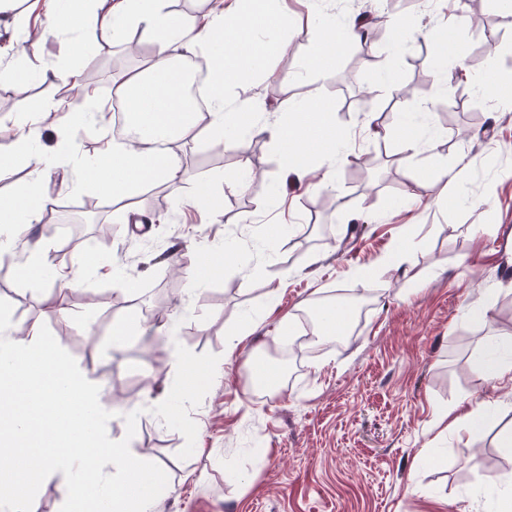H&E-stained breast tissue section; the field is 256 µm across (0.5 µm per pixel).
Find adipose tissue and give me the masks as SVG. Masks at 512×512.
<instances>
[{
    "mask_svg": "<svg viewBox=\"0 0 512 512\" xmlns=\"http://www.w3.org/2000/svg\"><path fill=\"white\" fill-rule=\"evenodd\" d=\"M267 0H216L209 14L194 24L198 40L210 47L207 65L211 72L210 120L206 127L212 143L231 147L227 136L237 112L252 108L250 101H241L236 109L225 103L227 89L236 84L243 67L259 64L267 52L268 43L256 40L254 22L263 13ZM140 26L145 38L154 47L153 54L140 70L121 75L116 80L118 95L129 91L141 93L135 123L141 129L138 141L105 139L93 155L82 156L77 140H70L65 152L81 155L78 181L96 188L104 199L125 200L131 191L145 183L174 187L181 172L169 151L157 150L158 139L168 141L194 135L197 120L184 103L181 75L174 68L179 50L184 44L180 33L183 18L168 7V0H109V5L96 19V40L111 43L119 39L126 24ZM315 48L306 60L308 73L327 79L323 68L325 56H335L360 44L361 34L354 18L340 23L317 26ZM77 89L70 112L74 127H82L100 116L103 105L92 83L83 73L72 76ZM328 110L322 103L313 102L299 110L295 119L270 131L271 138L285 150L302 148L311 132H318L326 146L322 161L324 171L321 185L328 186L335 176V145L348 143L349 134H336L328 120ZM26 162L33 168L31 178L17 194L0 197V225L12 235L28 231L38 220L43 204L42 176L56 167L58 157L50 151H33L27 135L17 133L0 142V173L9 171L16 163Z\"/></svg>",
    "mask_w": 512,
    "mask_h": 512,
    "instance_id": "adipose-tissue-1",
    "label": "adipose tissue"
}]
</instances>
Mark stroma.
Masks as SVG:
<instances>
[{
  "label": "stroma",
  "instance_id": "obj_1",
  "mask_svg": "<svg viewBox=\"0 0 512 512\" xmlns=\"http://www.w3.org/2000/svg\"><path fill=\"white\" fill-rule=\"evenodd\" d=\"M64 2L15 0L0 14V65L16 71L0 80V99L54 109L48 122L23 125L8 107L0 126L23 127L36 147L52 151L70 134L68 100L58 94L62 72L86 73L107 102L113 59L127 69L137 63L125 43L137 34L134 25L123 40L72 55L73 36L88 39L92 31H51ZM271 10L274 22L258 36L272 38L277 49L226 93L231 108L251 101L254 123L267 129L283 122L292 91L310 99L313 82L303 69L313 50L304 0H274ZM482 13L487 25L475 32L470 19L458 18L454 0L401 10L424 29L454 25L467 71L446 87L428 44L407 48L383 36L334 58L319 90L331 92V123L351 141L332 186H319L313 163L291 183L267 131L238 135L229 154L204 134L180 144L174 157L185 178L178 195L159 199L145 186L132 193L143 224L126 221L112 205L74 222L77 207L101 198L76 185V158L44 175L49 222L66 223L79 239L69 250L52 239L59 266L109 251L121 257L125 274L79 281L60 316L43 299L46 282L16 272L44 232L39 223L0 259V299L11 303L13 324L47 326L99 383L115 407L112 437L126 435V410L142 409L130 446L168 476L152 512H497L499 500L512 495V451L501 446L512 431V383L480 374L486 343L512 334V277L500 273L512 241L497 246L503 230L512 231V107L476 90L488 70L503 73L512 28L492 0ZM30 27L46 31L34 48L25 39ZM490 39L500 42L499 60L483 51ZM452 95L459 111L439 113ZM408 115L425 116L431 137L413 170L397 161L399 139L375 133ZM438 166L466 167L465 185H445ZM237 171L255 177L239 187L231 181ZM201 181L222 199L221 212L196 203ZM456 194L460 204L444 206ZM228 249L235 258L224 272L192 288L197 260ZM397 251L402 259L389 263ZM358 289L368 297L357 331L332 336L320 353L279 359L282 323L304 334L302 316L313 299L333 301ZM473 307L486 308L484 324L470 322ZM128 317L141 332L114 339L113 321ZM249 321L256 331L190 411L195 451L180 459L183 435L149 412L170 391L175 347L223 355ZM256 361L287 392L255 401L247 380ZM462 402L486 410L488 421L468 430L442 419Z\"/></svg>",
  "mask_w": 512,
  "mask_h": 512
}]
</instances>
